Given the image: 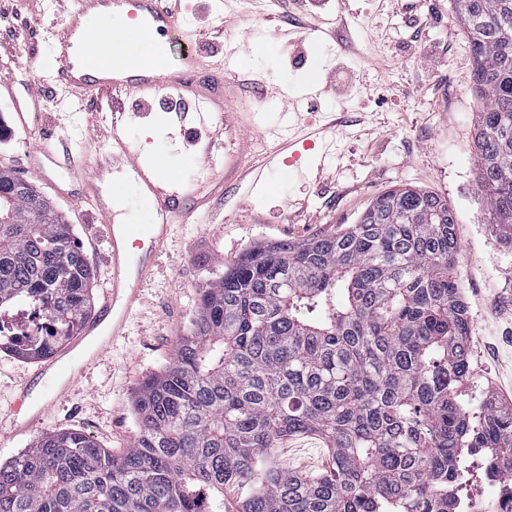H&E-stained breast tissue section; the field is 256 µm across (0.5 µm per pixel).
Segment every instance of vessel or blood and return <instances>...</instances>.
Listing matches in <instances>:
<instances>
[{
    "label": "vessel or blood",
    "instance_id": "obj_1",
    "mask_svg": "<svg viewBox=\"0 0 512 512\" xmlns=\"http://www.w3.org/2000/svg\"><path fill=\"white\" fill-rule=\"evenodd\" d=\"M77 2V9L68 14L52 39L57 62L55 80L59 85L97 93L123 91L150 95L167 88H190L195 74L205 69L201 53L193 47L185 49L179 69L172 73L161 72L146 63L124 64L125 48L136 32L161 39L178 27V15L165 6L164 0ZM92 18L113 21L112 67L95 69L87 62L91 41L88 21ZM83 151L94 156L95 172L85 170L82 157L71 158L67 168L82 184L86 198L98 205V214L106 228L109 287L96 314L83 325L79 335L19 384L10 420V432L14 435L43 424L48 405L40 401V394L66 396L87 370L102 360L114 341L125 335L143 286L155 277L157 254L167 244L173 225L188 212L187 188L161 180L151 165L141 162L140 149L122 132L119 117H112L105 143H84ZM118 162L130 165L141 197L152 210L153 223L120 224L110 209L99 205V187L111 180L112 166Z\"/></svg>",
    "mask_w": 512,
    "mask_h": 512
}]
</instances>
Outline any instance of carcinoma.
<instances>
[{"label":"carcinoma","instance_id":"obj_1","mask_svg":"<svg viewBox=\"0 0 512 512\" xmlns=\"http://www.w3.org/2000/svg\"><path fill=\"white\" fill-rule=\"evenodd\" d=\"M453 3L466 85L486 102L478 188L512 248V0ZM457 252L447 200L412 186L333 234L254 244L202 290L175 360L140 387L130 448L46 432L0 464V512H459L475 475L502 483L498 512H512V404L476 418L457 398L469 374ZM95 280L73 225L0 169V310L34 302L53 324L0 348L52 355L89 318ZM303 434L326 446L319 477L273 464Z\"/></svg>","mask_w":512,"mask_h":512}]
</instances>
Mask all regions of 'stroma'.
Returning <instances> with one entry per match:
<instances>
[{"instance_id": "stroma-1", "label": "stroma", "mask_w": 512, "mask_h": 512, "mask_svg": "<svg viewBox=\"0 0 512 512\" xmlns=\"http://www.w3.org/2000/svg\"><path fill=\"white\" fill-rule=\"evenodd\" d=\"M10 2L17 15L0 25V74L13 77L16 95L0 98V168L24 179L33 150L49 149L60 160L78 153L76 134L115 100L145 160L200 193L190 204L192 219L177 225L159 255L157 279L145 286L127 336L53 404L42 429L12 437L0 427V463L51 430L80 431L116 455L129 448L137 390L173 362L222 263L261 241L304 242L356 223L373 198L398 185L439 194L455 215L453 274L470 316L461 402L474 411L490 394L512 403V249L493 233L478 190L473 140L483 102L465 85L469 44L452 0H392L386 11L372 0H316L320 20L340 28L338 38L317 42L286 27L281 10L289 0H183V19L156 61L160 70L176 68L191 44L223 50L228 23L239 47L235 75L203 121L191 90L144 98L47 86L56 69L47 33L63 24L69 4ZM32 84L42 87V117L24 128L15 105L26 102ZM282 86L320 94L290 118ZM54 180L66 182L71 195L54 194ZM35 185L72 224L76 245L97 271L94 297L102 299L108 245L97 214L64 168ZM102 192L113 195L122 223H151L124 169L113 171ZM277 461L304 475L329 464L323 442L310 434L288 438Z\"/></svg>"}]
</instances>
